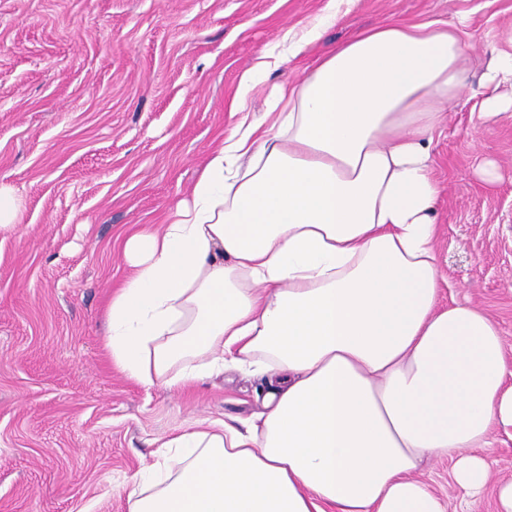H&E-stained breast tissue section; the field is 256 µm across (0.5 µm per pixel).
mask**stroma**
<instances>
[{
  "label": "stroma",
  "mask_w": 512,
  "mask_h": 512,
  "mask_svg": "<svg viewBox=\"0 0 512 512\" xmlns=\"http://www.w3.org/2000/svg\"><path fill=\"white\" fill-rule=\"evenodd\" d=\"M329 11L323 36L253 89L252 115L363 30L464 22L472 92L432 146L441 301L481 307L512 358V116L483 114L480 85L512 0H0V183L23 205L22 234L0 233V512H127L131 476L166 438L261 410L268 381L252 370L177 391L129 379L105 312L131 273L124 241L190 198L232 132L243 74ZM489 463L476 499L448 461L418 476L449 512H496L511 436L494 435Z\"/></svg>",
  "instance_id": "stroma-1"
}]
</instances>
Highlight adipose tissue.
<instances>
[{"mask_svg":"<svg viewBox=\"0 0 512 512\" xmlns=\"http://www.w3.org/2000/svg\"><path fill=\"white\" fill-rule=\"evenodd\" d=\"M445 24L369 28L248 96L191 199L127 238L105 347L172 389L224 368L269 377L243 426L196 425L134 477L127 512H448L416 473L450 458L470 495L493 432L512 436V361L470 301L440 303L432 143L468 89Z\"/></svg>","mask_w":512,"mask_h":512,"instance_id":"obj_1","label":"adipose tissue"}]
</instances>
